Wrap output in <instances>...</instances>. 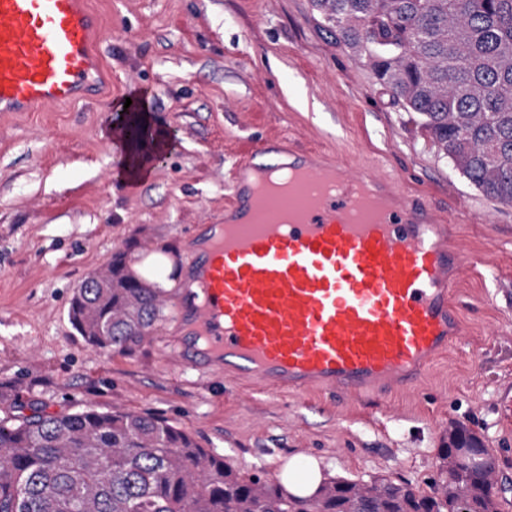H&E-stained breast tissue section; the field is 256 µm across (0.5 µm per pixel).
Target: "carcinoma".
Wrapping results in <instances>:
<instances>
[{
	"label": "carcinoma",
	"mask_w": 512,
	"mask_h": 512,
	"mask_svg": "<svg viewBox=\"0 0 512 512\" xmlns=\"http://www.w3.org/2000/svg\"><path fill=\"white\" fill-rule=\"evenodd\" d=\"M336 39L367 58L377 83L416 114L477 190L512 204V0H313ZM135 243L75 289L68 316L90 346L121 353L154 340L165 300L135 276ZM461 435L485 444L458 423ZM427 488L344 479L289 495L168 420L78 405L16 413L0 397V512H499L502 486L438 451Z\"/></svg>",
	"instance_id": "obj_1"
}]
</instances>
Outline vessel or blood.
Masks as SVG:
<instances>
[{"label":"vessel or blood","mask_w":512,"mask_h":512,"mask_svg":"<svg viewBox=\"0 0 512 512\" xmlns=\"http://www.w3.org/2000/svg\"><path fill=\"white\" fill-rule=\"evenodd\" d=\"M105 31L86 0H0V112L94 99ZM304 171L288 224H247L256 155ZM287 139L250 145L234 166L224 221L193 254L194 300H169L158 337L193 370L218 367L230 389L377 399L408 390L464 334L452 290L463 267L454 225L421 195L354 174Z\"/></svg>","instance_id":"1"}]
</instances>
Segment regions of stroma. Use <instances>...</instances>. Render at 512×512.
<instances>
[{
	"label": "stroma",
	"mask_w": 512,
	"mask_h": 512,
	"mask_svg": "<svg viewBox=\"0 0 512 512\" xmlns=\"http://www.w3.org/2000/svg\"><path fill=\"white\" fill-rule=\"evenodd\" d=\"M111 36L103 95L0 117V395L47 413L78 404L153 413L242 475L278 479L301 453L334 479L424 485L458 422L493 448L512 481V206L475 189L393 104L370 66L331 34L312 0H87ZM147 101L173 140L129 186L109 134L125 95ZM288 137L355 173L374 172L457 222L456 284L467 334L419 384L376 402L307 404L232 392L150 343L87 345L70 299L131 238L185 265L193 225L224 209L245 145Z\"/></svg>",
	"instance_id": "stroma-1"
}]
</instances>
